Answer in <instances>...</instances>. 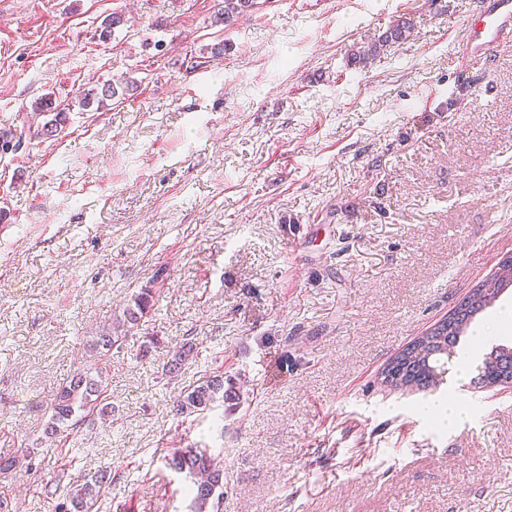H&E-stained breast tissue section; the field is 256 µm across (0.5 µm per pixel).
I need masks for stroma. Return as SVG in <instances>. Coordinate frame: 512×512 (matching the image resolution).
<instances>
[{
	"label": "stroma",
	"mask_w": 512,
	"mask_h": 512,
	"mask_svg": "<svg viewBox=\"0 0 512 512\" xmlns=\"http://www.w3.org/2000/svg\"><path fill=\"white\" fill-rule=\"evenodd\" d=\"M216 2L0 0V128L44 94L70 117L0 153V456L35 451L0 501L55 512L51 399L163 268L109 355L111 414L73 439L72 480L111 472L90 512H190L164 466L190 444L224 468L222 512H512V388L454 378L512 346V287L467 330L481 355L444 362L463 422L433 426L430 393L382 377L512 255V47L466 58L475 0H257L228 29ZM404 17L410 37L352 63ZM123 76L135 89L80 106ZM216 366L239 397L177 418ZM81 98V106L83 108H90L94 104L97 105L96 110H100L107 106V101L112 100L118 94L117 84L103 83L101 87H93L83 91ZM156 297L157 288L152 287L140 288L139 292L131 296L122 312L123 317L116 318L113 327L100 334L88 345V350L94 353L93 356L97 358V363L105 359L114 345L125 339L135 327H138L143 316L155 309Z\"/></svg>",
	"instance_id": "35a3bbf8"
}]
</instances>
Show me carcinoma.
Masks as SVG:
<instances>
[{
  "mask_svg": "<svg viewBox=\"0 0 512 512\" xmlns=\"http://www.w3.org/2000/svg\"><path fill=\"white\" fill-rule=\"evenodd\" d=\"M256 0H221V5L214 13L215 22L232 27L240 16L252 10ZM124 24V17L114 13L101 24L99 38L106 42L112 39L115 28ZM412 23L409 19L398 20L388 31L378 37L367 38L362 46L353 51L352 60L362 66L375 59L384 45L400 42L409 37ZM118 94L116 84L104 83L84 91L81 106L93 105L101 109L107 101ZM33 122L27 129L19 132L10 128L0 132V151L6 153L16 150L22 142L33 139H52L59 136L69 121L68 111L61 108L50 95H42L34 100ZM157 289L145 287L132 295L123 310V317L116 320L113 327L103 332L88 345L97 361H102L112 347L125 339L139 325L141 318L156 305ZM489 307L488 303L479 304L469 310L457 305L448 316V322L442 326L443 340L439 345L427 347L421 360L404 369L403 378L410 386L423 388L437 387L440 379V367L436 366L438 357L450 356L456 344L457 336L464 333L475 316ZM194 347L186 343L176 350L166 364L165 373L173 374L182 365L193 358ZM512 375V347L495 345L485 354L483 371L479 383L494 384L503 374ZM103 368H94V373L79 372L61 385L53 396L51 417L46 433L63 441L73 435L74 430L86 416L92 412L101 415L112 409L106 403ZM224 405V372L217 369L202 378L193 387L185 390L173 406L175 415L187 418L201 415ZM165 466L172 472L183 474L190 484L185 492L191 497L190 512H219L224 503V471L215 462V458L206 448L188 446L175 448L165 457ZM106 484V474L93 475L81 484L69 485L60 495L56 512H89L94 502L101 496Z\"/></svg>",
  "mask_w": 512,
  "mask_h": 512,
  "instance_id": "carcinoma-1",
  "label": "carcinoma"
}]
</instances>
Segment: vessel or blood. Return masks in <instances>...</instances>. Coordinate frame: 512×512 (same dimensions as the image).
Returning a JSON list of instances; mask_svg holds the SVG:
<instances>
[{"instance_id": "obj_1", "label": "vessel or blood", "mask_w": 512, "mask_h": 512, "mask_svg": "<svg viewBox=\"0 0 512 512\" xmlns=\"http://www.w3.org/2000/svg\"><path fill=\"white\" fill-rule=\"evenodd\" d=\"M472 60L488 58L492 52L512 44V0H478L464 35Z\"/></svg>"}]
</instances>
